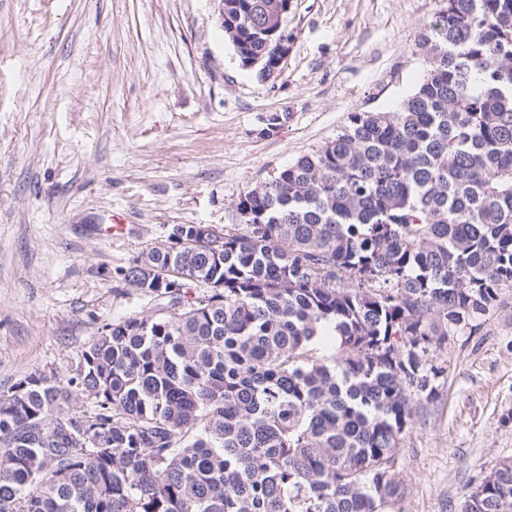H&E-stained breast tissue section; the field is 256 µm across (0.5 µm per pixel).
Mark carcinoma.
I'll return each instance as SVG.
<instances>
[{"mask_svg":"<svg viewBox=\"0 0 512 512\" xmlns=\"http://www.w3.org/2000/svg\"><path fill=\"white\" fill-rule=\"evenodd\" d=\"M286 7L224 0L264 79ZM415 48L416 90L247 191L220 252L175 224L115 269L153 315L0 393V512H392L437 352L512 287V0H445ZM460 512H512V458Z\"/></svg>","mask_w":512,"mask_h":512,"instance_id":"carcinoma-1","label":"carcinoma"}]
</instances>
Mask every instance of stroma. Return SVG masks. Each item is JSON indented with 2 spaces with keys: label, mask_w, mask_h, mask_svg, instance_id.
Returning <instances> with one entry per match:
<instances>
[{
  "label": "stroma",
  "mask_w": 512,
  "mask_h": 512,
  "mask_svg": "<svg viewBox=\"0 0 512 512\" xmlns=\"http://www.w3.org/2000/svg\"><path fill=\"white\" fill-rule=\"evenodd\" d=\"M443 6L291 0L288 57L265 80L219 0H0V392L65 380L104 324L159 309L113 271L173 225L240 223V197L349 113L410 95L415 39ZM439 360L441 397L397 450L401 512H459L512 456V289Z\"/></svg>",
  "instance_id": "stroma-1"
}]
</instances>
